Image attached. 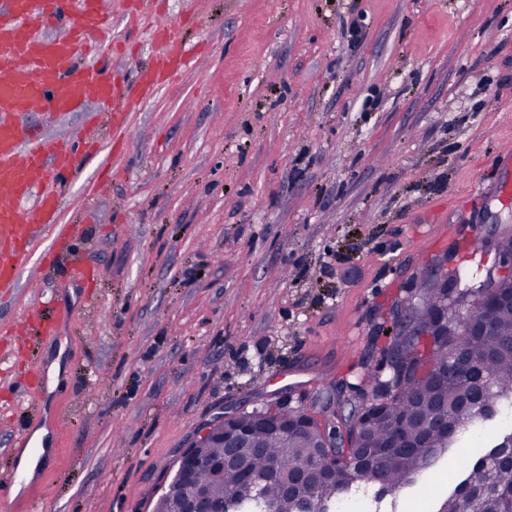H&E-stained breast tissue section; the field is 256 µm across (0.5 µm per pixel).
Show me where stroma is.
<instances>
[{"label": "stroma", "instance_id": "stroma-1", "mask_svg": "<svg viewBox=\"0 0 512 512\" xmlns=\"http://www.w3.org/2000/svg\"><path fill=\"white\" fill-rule=\"evenodd\" d=\"M112 71L134 82L171 26L189 63L133 105L119 146L90 103L36 140L95 135L49 239L0 292V482L46 429L35 478L0 512H152L203 424L273 403L340 422L386 376L383 349L425 269L470 283L512 224V0H105ZM366 18L357 34L349 28ZM68 316L39 342L28 313ZM58 375H51L52 362ZM60 393L37 398L40 373ZM452 448L381 502L437 512Z\"/></svg>", "mask_w": 512, "mask_h": 512}]
</instances>
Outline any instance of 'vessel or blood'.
<instances>
[{"label":"vessel or blood","instance_id":"vessel-or-blood-1","mask_svg":"<svg viewBox=\"0 0 512 512\" xmlns=\"http://www.w3.org/2000/svg\"><path fill=\"white\" fill-rule=\"evenodd\" d=\"M108 26L102 0H0V288L14 286L27 260L17 242L34 243L52 228L51 249L65 246L73 229L57 221L61 187L101 153L88 137L27 138L25 110L61 118L94 99L111 104L107 121L119 133L129 107L163 83L157 68L117 84L111 52L91 45ZM49 28L57 37H44Z\"/></svg>","mask_w":512,"mask_h":512}]
</instances>
